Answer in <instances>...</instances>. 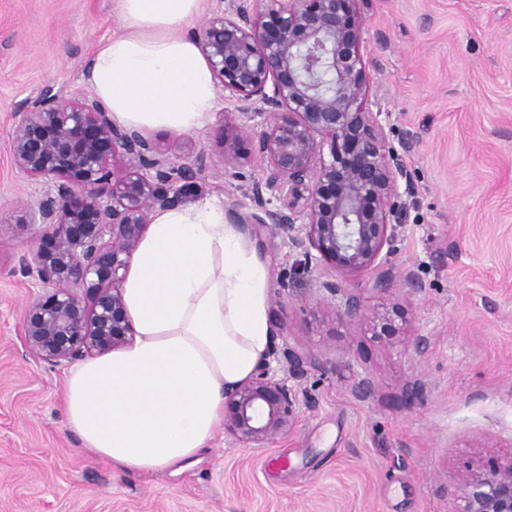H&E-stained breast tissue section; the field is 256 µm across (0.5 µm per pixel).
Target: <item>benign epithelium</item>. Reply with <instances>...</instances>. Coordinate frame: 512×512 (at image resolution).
Returning <instances> with one entry per match:
<instances>
[{
    "mask_svg": "<svg viewBox=\"0 0 512 512\" xmlns=\"http://www.w3.org/2000/svg\"><path fill=\"white\" fill-rule=\"evenodd\" d=\"M231 2L195 32L222 100L235 110L215 128L220 164L191 149L170 154L81 93L66 97L49 86L14 113L13 166L48 186L13 215L34 230L18 264L43 290L23 312L35 359L72 364L131 344L122 284L150 214L179 205L206 173L247 158L262 163L263 176L250 190L255 211L225 201L233 223L288 235L316 262L323 297L360 334L391 347L426 345L348 291L370 273L379 294L420 291L412 271L389 263L411 183L382 113L370 108L364 0ZM255 107L265 123L253 133ZM282 356L288 376L265 361L224 390V433L244 448H264L296 426L298 394L288 379L303 377L308 360L291 349ZM448 491L460 501L457 512H512V463L465 475Z\"/></svg>",
    "mask_w": 512,
    "mask_h": 512,
    "instance_id": "obj_1",
    "label": "benign epithelium"
}]
</instances>
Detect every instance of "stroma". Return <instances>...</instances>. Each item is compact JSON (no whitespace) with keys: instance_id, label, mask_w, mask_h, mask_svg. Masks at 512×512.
<instances>
[{"instance_id":"35a3bbf8","label":"stroma","mask_w":512,"mask_h":512,"mask_svg":"<svg viewBox=\"0 0 512 512\" xmlns=\"http://www.w3.org/2000/svg\"><path fill=\"white\" fill-rule=\"evenodd\" d=\"M119 29L115 0H0V512H456L459 476L512 460V0H371L373 98L391 143L414 141L391 260L420 291L393 302L425 348L359 335L286 236H258L284 281L269 288L273 345L316 361L298 422L263 448L216 432L191 463L149 474L84 447L62 410L67 366L26 351L37 290L17 263L30 234L10 221L43 192L13 167V112L47 85L88 93L86 65ZM262 174L241 161L185 202L233 197L251 211ZM365 370L374 390L362 398ZM416 381L425 398L409 408Z\"/></svg>"}]
</instances>
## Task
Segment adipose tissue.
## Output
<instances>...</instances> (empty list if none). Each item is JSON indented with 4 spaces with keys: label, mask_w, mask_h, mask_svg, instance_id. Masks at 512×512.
I'll return each mask as SVG.
<instances>
[{
    "label": "adipose tissue",
    "mask_w": 512,
    "mask_h": 512,
    "mask_svg": "<svg viewBox=\"0 0 512 512\" xmlns=\"http://www.w3.org/2000/svg\"><path fill=\"white\" fill-rule=\"evenodd\" d=\"M204 0H116L121 29L99 43L87 83L115 122L182 133L210 120L216 89L190 26ZM270 276L256 243L214 201L156 209L123 299L133 342L76 365L68 425L126 470L153 473L212 440L224 390L270 353Z\"/></svg>",
    "instance_id": "ef3b65f1"
}]
</instances>
